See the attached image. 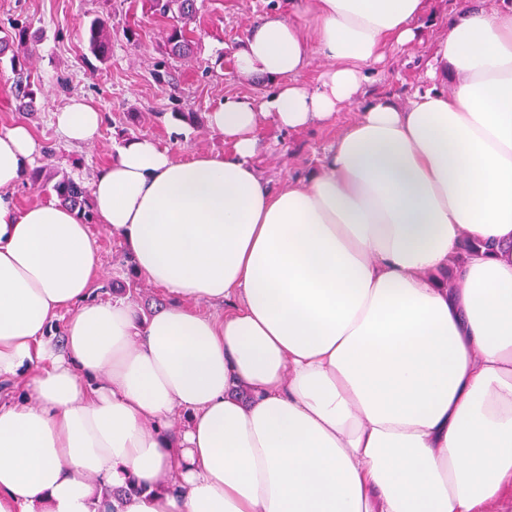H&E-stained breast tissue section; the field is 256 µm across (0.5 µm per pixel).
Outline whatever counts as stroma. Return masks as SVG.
<instances>
[{
  "mask_svg": "<svg viewBox=\"0 0 512 512\" xmlns=\"http://www.w3.org/2000/svg\"><path fill=\"white\" fill-rule=\"evenodd\" d=\"M458 0H428L421 19L420 43L393 53L363 98L380 95L407 102L425 82V64L435 41L446 34L448 16ZM288 0H198L196 17L185 26L193 54L175 59L168 53L165 33L171 20L152 14L147 0H0V31L29 28L34 35L27 63L36 98L22 112L12 94L9 60L0 61V130L18 123L30 127L37 143L36 165L92 186L101 167L128 140L148 137L178 159L224 151V139L211 131L208 114L224 101L268 96L270 85L238 74L233 54L252 27L268 12L287 9ZM97 17L107 18L112 31V56L99 63L88 49L84 33ZM135 40H127V31ZM91 99L103 124L91 142L74 146L56 129L53 114L72 97ZM340 125L315 126L287 135L262 122L256 135L266 148L257 157L272 186L300 180L315 167ZM101 267L94 294L115 299V287L132 282L125 299L138 313L155 312L163 296L146 280H132L125 250L106 225L88 223Z\"/></svg>",
  "mask_w": 512,
  "mask_h": 512,
  "instance_id": "1",
  "label": "stroma"
}]
</instances>
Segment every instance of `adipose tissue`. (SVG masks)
<instances>
[{"mask_svg":"<svg viewBox=\"0 0 512 512\" xmlns=\"http://www.w3.org/2000/svg\"><path fill=\"white\" fill-rule=\"evenodd\" d=\"M426 10L290 0L235 54L273 93L209 114L226 151H118L92 206L167 297L144 319L94 297L75 211L17 206L36 144L0 131V389L26 381L0 401V512H95L106 488L114 512H487L512 494V5L460 0L409 102L359 103ZM351 106L308 177L272 188L260 118L296 133ZM55 121L85 144L102 117L75 97ZM466 238L495 250L457 262Z\"/></svg>","mask_w":512,"mask_h":512,"instance_id":"1","label":"adipose tissue"}]
</instances>
